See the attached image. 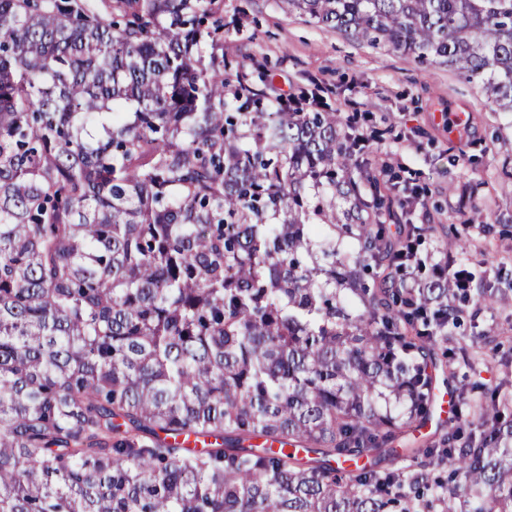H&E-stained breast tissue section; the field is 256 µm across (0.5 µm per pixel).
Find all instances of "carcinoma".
Masks as SVG:
<instances>
[{"instance_id": "1", "label": "carcinoma", "mask_w": 512, "mask_h": 512, "mask_svg": "<svg viewBox=\"0 0 512 512\" xmlns=\"http://www.w3.org/2000/svg\"><path fill=\"white\" fill-rule=\"evenodd\" d=\"M216 0H0V512H512V380L425 441L468 271L338 113L230 80ZM512 112V0H280Z\"/></svg>"}]
</instances>
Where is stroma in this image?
I'll return each instance as SVG.
<instances>
[{
    "label": "stroma",
    "mask_w": 512,
    "mask_h": 512,
    "mask_svg": "<svg viewBox=\"0 0 512 512\" xmlns=\"http://www.w3.org/2000/svg\"><path fill=\"white\" fill-rule=\"evenodd\" d=\"M223 17L233 71L274 97L366 115V170L403 202L408 223L426 226L427 250L443 255L450 225L487 280L512 273V112L448 67L369 47L284 13L278 0H224ZM466 313L475 324L460 334L480 354L474 379L497 385L512 376V292Z\"/></svg>",
    "instance_id": "stroma-1"
}]
</instances>
